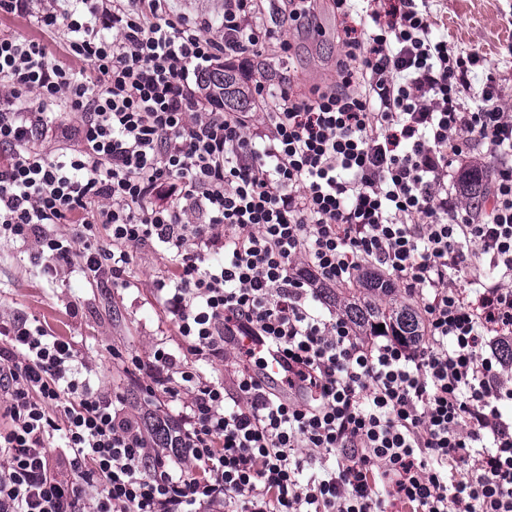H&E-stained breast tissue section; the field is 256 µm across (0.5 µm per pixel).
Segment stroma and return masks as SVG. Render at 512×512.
<instances>
[{
	"instance_id": "35a3bbf8",
	"label": "stroma",
	"mask_w": 512,
	"mask_h": 512,
	"mask_svg": "<svg viewBox=\"0 0 512 512\" xmlns=\"http://www.w3.org/2000/svg\"><path fill=\"white\" fill-rule=\"evenodd\" d=\"M430 10L455 48L479 52L497 69L503 109L512 113V0H432ZM314 11L325 20L323 36L301 32L292 60L269 62L277 77L295 74L305 87L335 77L339 51L340 22L330 0H316ZM134 255L135 287L96 288L73 267L43 277L33 245L0 242V320L17 314L40 320L52 334L76 343L84 362L81 376L93 388L140 399L139 383L114 363L113 352L146 359L156 348H177L181 338L153 288L169 273L162 248L144 246Z\"/></svg>"
}]
</instances>
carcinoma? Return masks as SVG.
Returning a JSON list of instances; mask_svg holds the SVG:
<instances>
[{
	"mask_svg": "<svg viewBox=\"0 0 512 512\" xmlns=\"http://www.w3.org/2000/svg\"><path fill=\"white\" fill-rule=\"evenodd\" d=\"M225 76L227 73L221 68L208 70L202 76L203 85L222 101L226 94ZM329 300L342 309L361 336L374 335L382 323L392 335L404 341L410 342L422 335V319L410 296L400 293L371 269H364L355 285L330 292Z\"/></svg>",
	"mask_w": 512,
	"mask_h": 512,
	"instance_id": "cac0c4a2",
	"label": "carcinoma"
}]
</instances>
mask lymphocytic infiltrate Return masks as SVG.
Segmentation results:
<instances>
[{
  "label": "lymphocytic infiltrate",
  "mask_w": 512,
  "mask_h": 512,
  "mask_svg": "<svg viewBox=\"0 0 512 512\" xmlns=\"http://www.w3.org/2000/svg\"><path fill=\"white\" fill-rule=\"evenodd\" d=\"M35 2L0 0L43 33L0 30V240L120 288L135 248L164 246L157 300L182 351L130 365L179 411L157 442L149 405L76 380L73 341L1 321L0 512H512V114L496 74L472 84L479 53L418 0H333L335 79L259 76L260 111H225L201 74L290 56L312 0H277V27L264 0L215 19ZM476 151L495 180L466 208L448 178ZM366 265L415 296L418 342L317 310ZM197 360L231 368L234 391Z\"/></svg>",
  "instance_id": "lymphocytic-infiltrate-1"
}]
</instances>
